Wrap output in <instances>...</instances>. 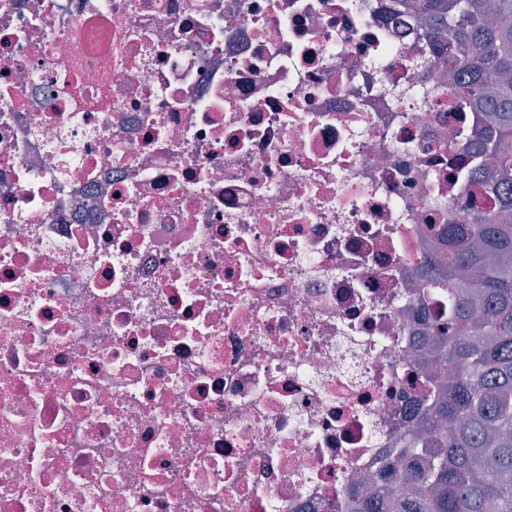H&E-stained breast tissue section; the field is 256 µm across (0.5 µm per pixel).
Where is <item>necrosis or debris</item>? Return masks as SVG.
Masks as SVG:
<instances>
[{
	"mask_svg": "<svg viewBox=\"0 0 512 512\" xmlns=\"http://www.w3.org/2000/svg\"><path fill=\"white\" fill-rule=\"evenodd\" d=\"M451 36L406 0H0V512H351L440 368Z\"/></svg>",
	"mask_w": 512,
	"mask_h": 512,
	"instance_id": "necrosis-or-debris-1",
	"label": "necrosis or debris"
}]
</instances>
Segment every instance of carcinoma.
<instances>
[{
  "label": "carcinoma",
  "mask_w": 512,
  "mask_h": 512,
  "mask_svg": "<svg viewBox=\"0 0 512 512\" xmlns=\"http://www.w3.org/2000/svg\"><path fill=\"white\" fill-rule=\"evenodd\" d=\"M454 36L464 93L488 120L475 147L499 181L489 209L472 224L447 225L448 263H429L426 293H448V314L429 324L447 383L431 399L419 431L432 451H406L393 487L356 498L358 512H512V0H409Z\"/></svg>",
  "instance_id": "carcinoma-1"
}]
</instances>
